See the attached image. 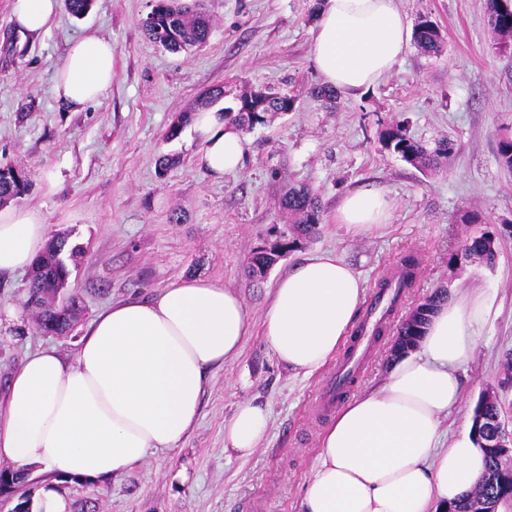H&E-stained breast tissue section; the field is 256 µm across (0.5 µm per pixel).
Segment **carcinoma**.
<instances>
[{"instance_id":"cac0c4a2","label":"carcinoma","mask_w":512,"mask_h":512,"mask_svg":"<svg viewBox=\"0 0 512 512\" xmlns=\"http://www.w3.org/2000/svg\"><path fill=\"white\" fill-rule=\"evenodd\" d=\"M156 17L153 25L144 28L147 37L163 48L179 52L189 47L204 44L211 31L209 17L194 11L180 3V0H155ZM490 23L500 42L512 32V8L505 0H490ZM414 42L425 54L437 55L443 48V38L439 27L431 20L421 17L415 25ZM295 98L288 93L272 92L267 89L252 97V101L241 103L237 108L224 109V119L236 125L242 132L264 124L269 115L293 111ZM192 113L183 112L169 125L164 138H177L183 127L191 120ZM384 145L397 153L402 160L421 171L437 169L448 158L451 147L448 141H439L435 148L429 149L410 138L405 127L395 124L382 133ZM30 186L28 175L16 171L12 166L0 167V202L20 198ZM280 209L291 214L295 221L284 230L275 231V240L284 243L288 250L299 247L301 241L314 236L320 224L321 207L318 196L307 186H292L279 201ZM67 241L56 239L50 242L43 255L38 259L29 278V289L25 305L36 315V324L40 331L55 336L69 334L72 322L79 311V299L70 297L64 305L54 304L57 289L64 286L69 269L65 257H74L78 249H66ZM496 235L490 230L478 236L466 239L461 249L451 254L449 261L455 264L479 263L492 266L497 259ZM279 251L270 243L253 253L248 274L253 279H262L278 262ZM417 262L413 257L402 260L401 273L395 284L383 282L381 287L394 286L398 292L412 286ZM448 299V291L439 290L424 303L411 311L397 330L393 348L401 351L413 348L419 342L430 313L437 303ZM474 414L483 413L499 418V424H505V415L498 398L491 397L478 401ZM476 443L487 458V470L471 493L458 503L450 506L454 512H487L512 500V475L500 470L497 449L491 447L494 440L488 437L483 427L471 424Z\"/></svg>"}]
</instances>
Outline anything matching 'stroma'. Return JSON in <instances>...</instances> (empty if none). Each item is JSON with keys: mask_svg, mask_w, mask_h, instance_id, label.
<instances>
[{"mask_svg": "<svg viewBox=\"0 0 512 512\" xmlns=\"http://www.w3.org/2000/svg\"><path fill=\"white\" fill-rule=\"evenodd\" d=\"M151 2L94 0L83 18L59 11L46 32L27 37L15 29L13 0H0V164L26 170L31 189L18 203L46 217L49 237L80 247L61 294L82 302L69 335L42 334L23 307L27 272L0 273V305L22 308L16 321L0 324V389L30 352L53 348L72 357L96 314L131 294L149 298L199 276L240 294L257 324L276 281L302 256L335 252L369 293L413 255L416 280L348 398L382 384L394 324L413 306L438 289L453 299L481 292L490 310L473 328L476 349L459 368L462 400L441 428L451 436L468 428L477 401L492 390L512 431V170L497 155L502 135L512 134V46L497 48L488 0H397L409 23L423 15L435 21L442 52L428 56L408 45L375 87L339 94L332 106L312 93L321 83L311 58L319 0H203L209 38L177 54L145 35ZM87 34L112 42V89L102 103L75 111L52 87L67 44ZM218 86V110L257 88L286 91L296 106L246 133L243 167L215 180L198 163L191 127L172 141L163 134ZM399 122L426 145L448 140L453 150L443 168L423 173L383 146L381 131ZM163 155L176 163L162 173ZM291 184L317 193L319 232L263 280H251L245 270L253 252L288 222L279 200ZM358 188L385 191L393 209L388 224L353 238L335 211ZM175 212L180 222H171ZM487 228L497 235L495 266L449 264L466 237ZM327 375L289 371L253 332L236 359L211 371L197 425L168 466L147 463L115 481L40 471L28 486L58 483L72 512L85 504L93 512H252L260 497L267 512H299L331 422L314 408ZM248 400L269 408L271 426L252 456L238 458L224 451V423Z\"/></svg>", "mask_w": 512, "mask_h": 512, "instance_id": "1", "label": "stroma"}]
</instances>
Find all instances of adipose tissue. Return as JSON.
Wrapping results in <instances>:
<instances>
[{
  "label": "adipose tissue",
  "mask_w": 512,
  "mask_h": 512,
  "mask_svg": "<svg viewBox=\"0 0 512 512\" xmlns=\"http://www.w3.org/2000/svg\"><path fill=\"white\" fill-rule=\"evenodd\" d=\"M59 0H15L22 33L49 28ZM324 85L356 93L376 85L410 39L396 0H323L311 31ZM113 46L89 34L68 43L54 94L73 110L105 100ZM200 164L216 178L243 164L245 141L223 113H196ZM389 197L347 192L335 220L351 237L387 223ZM48 233L36 210L0 209V272L28 269ZM363 297L360 276L334 252L304 257L275 283L260 325L275 359L312 375L345 342ZM482 296L442 304L417 346L399 356L381 386L346 403L323 432L300 512H444L474 489L485 458L470 431L440 427L461 397L458 366L473 351ZM253 325L241 296L206 278L183 279L149 299L127 297L86 327L74 358L28 355L0 397V463L91 479L118 478L150 456L178 448L197 424L208 374L236 357ZM270 412L243 402L224 423V451L251 456Z\"/></svg>",
  "instance_id": "1"
}]
</instances>
